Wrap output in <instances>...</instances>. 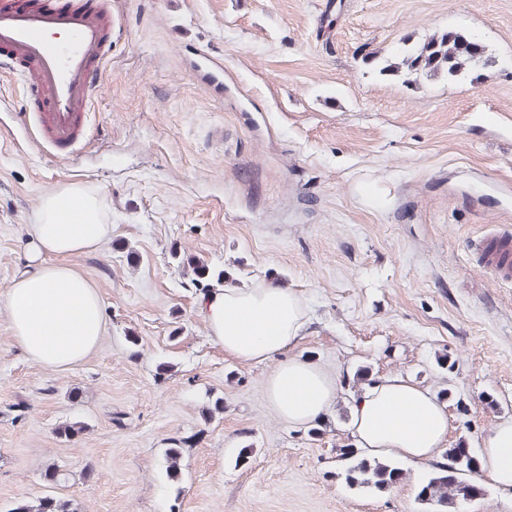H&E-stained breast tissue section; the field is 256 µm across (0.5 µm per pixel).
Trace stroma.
Segmentation results:
<instances>
[{
  "mask_svg": "<svg viewBox=\"0 0 512 512\" xmlns=\"http://www.w3.org/2000/svg\"><path fill=\"white\" fill-rule=\"evenodd\" d=\"M112 15L75 160L33 148L24 81L0 68V293L41 196L99 191L112 226L71 260L105 305L83 362H33L0 307V512L51 492L78 512H423L433 464L400 462L383 493L349 485L350 419L332 408L316 435L281 420L271 364L225 353L197 303L221 270L297 293L295 354L337 377L338 397L356 395L360 368L406 377L444 395L449 444L479 452L512 419V283L471 249L512 227V0H112ZM448 29L487 64L411 86L380 74L402 38ZM205 55L223 89L196 78ZM65 423L83 430L61 437Z\"/></svg>",
  "mask_w": 512,
  "mask_h": 512,
  "instance_id": "35a3bbf8",
  "label": "stroma"
}]
</instances>
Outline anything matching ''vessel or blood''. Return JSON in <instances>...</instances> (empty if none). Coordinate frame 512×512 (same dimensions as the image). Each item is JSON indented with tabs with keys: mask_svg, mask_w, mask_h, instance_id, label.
<instances>
[{
	"mask_svg": "<svg viewBox=\"0 0 512 512\" xmlns=\"http://www.w3.org/2000/svg\"><path fill=\"white\" fill-rule=\"evenodd\" d=\"M113 32L104 0H0V62L25 75L31 108L21 122L39 151L67 159L85 147ZM472 249L495 281L512 282L511 229L485 234Z\"/></svg>",
	"mask_w": 512,
	"mask_h": 512,
	"instance_id": "1",
	"label": "vessel or blood"
}]
</instances>
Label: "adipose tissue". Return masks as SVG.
Masks as SVG:
<instances>
[{
    "mask_svg": "<svg viewBox=\"0 0 512 512\" xmlns=\"http://www.w3.org/2000/svg\"><path fill=\"white\" fill-rule=\"evenodd\" d=\"M111 236L98 192L73 184L40 198L28 227L26 268L0 297L17 344L35 363L63 368L99 345L104 303L68 260L98 250ZM198 314L226 353L246 363L273 362L267 393L282 420L301 426L327 416L336 382L294 354L307 325L301 297L273 282L213 288L201 296ZM351 418L357 446L373 456L425 463L448 440L444 403L399 375L360 391ZM481 456L482 479L512 489V421L487 434Z\"/></svg>",
    "mask_w": 512,
    "mask_h": 512,
    "instance_id": "ef3b65f1",
    "label": "adipose tissue"
}]
</instances>
